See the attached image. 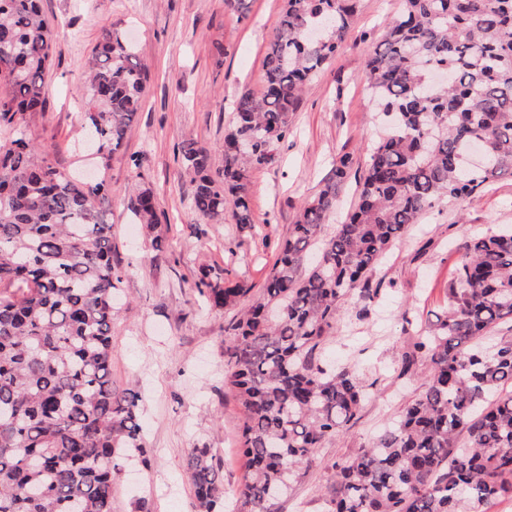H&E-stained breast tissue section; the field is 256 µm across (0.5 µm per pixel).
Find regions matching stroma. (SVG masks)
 Returning a JSON list of instances; mask_svg holds the SVG:
<instances>
[{
  "instance_id": "1",
  "label": "stroma",
  "mask_w": 512,
  "mask_h": 512,
  "mask_svg": "<svg viewBox=\"0 0 512 512\" xmlns=\"http://www.w3.org/2000/svg\"><path fill=\"white\" fill-rule=\"evenodd\" d=\"M245 12L229 0H43L57 31L44 111L26 119L30 138L46 147L57 168L89 175L92 162L78 149L84 135L82 64L111 27L126 31L151 72L132 131L106 170L112 261L122 271L124 300L112 321V386L141 396L140 421L148 467L127 469L112 487V512H192L188 455L209 448L224 469V487H238L244 459L242 414L224 385V329L237 307L210 309L195 284L240 282L259 295L278 246L304 200L338 155L354 159L337 217L355 200L366 146L383 133L384 118L363 74L400 0H361L341 50L315 76L294 117V132L278 146V161L249 177L254 222L240 228L225 206L223 223L208 224L190 206L194 186L182 177L178 147L193 140L224 166V132L233 104L263 89L265 47L282 0H247ZM152 188L161 220L162 249L127 209L131 194ZM512 226V177L456 207L428 211L379 263V295L342 303L336 335L324 355L370 389L360 417L343 435L317 449L278 512H328L334 462L353 457L371 436L422 389V374L394 369L420 328L442 317L459 246L477 230Z\"/></svg>"
}]
</instances>
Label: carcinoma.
Listing matches in <instances>:
<instances>
[{"mask_svg": "<svg viewBox=\"0 0 512 512\" xmlns=\"http://www.w3.org/2000/svg\"><path fill=\"white\" fill-rule=\"evenodd\" d=\"M359 0H284L266 45L264 91L234 103L224 168L193 140L179 151L193 210L254 223L249 172L277 161L307 86L340 49ZM57 34L40 0H0V512H112L133 448L148 463L137 396L112 388V225L103 182L58 170L20 116L46 103ZM90 141L122 147L150 76L125 32H105L85 63ZM364 82L390 129L366 148L357 199L325 231L352 158L305 200L259 296L228 328L224 383L243 414V481L231 512H275L315 450L349 429L367 392L323 361L342 300H365L392 244L436 205L460 206L512 177V0H401ZM483 146L487 167L467 162ZM136 224H160L155 194L129 197ZM216 310L250 293L196 283ZM512 228L462 246L444 316L402 355L425 361L423 390L367 448L335 464L332 512H489L512 499ZM194 512H224V472L208 448L187 460Z\"/></svg>", "mask_w": 512, "mask_h": 512, "instance_id": "obj_1", "label": "carcinoma"}]
</instances>
